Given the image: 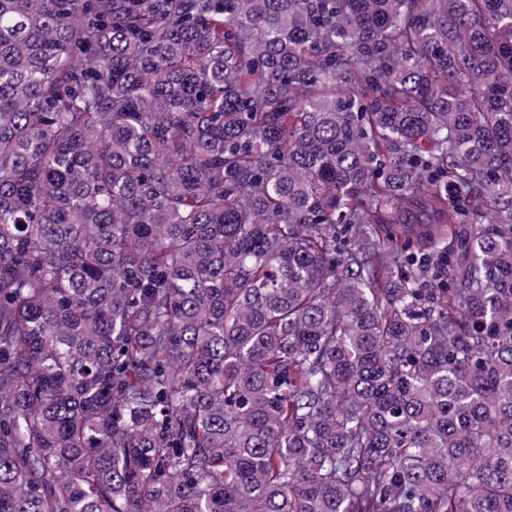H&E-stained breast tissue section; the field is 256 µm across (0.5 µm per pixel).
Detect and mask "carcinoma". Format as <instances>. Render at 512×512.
I'll list each match as a JSON object with an SVG mask.
<instances>
[{"instance_id":"carcinoma-1","label":"carcinoma","mask_w":512,"mask_h":512,"mask_svg":"<svg viewBox=\"0 0 512 512\" xmlns=\"http://www.w3.org/2000/svg\"><path fill=\"white\" fill-rule=\"evenodd\" d=\"M0 512H512V0H0Z\"/></svg>"}]
</instances>
